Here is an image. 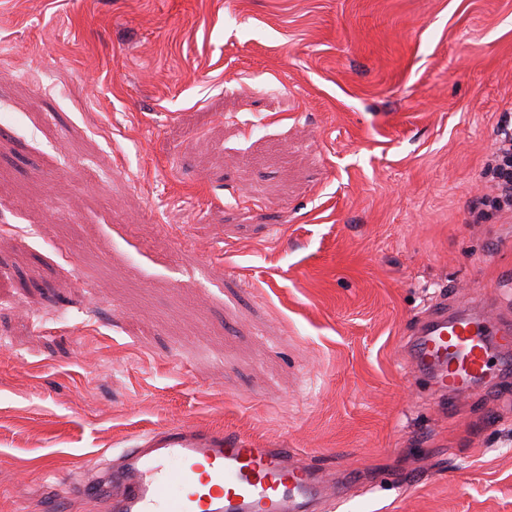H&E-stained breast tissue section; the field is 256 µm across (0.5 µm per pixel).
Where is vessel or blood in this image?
I'll return each mask as SVG.
<instances>
[{
  "label": "vessel or blood",
  "mask_w": 512,
  "mask_h": 512,
  "mask_svg": "<svg viewBox=\"0 0 512 512\" xmlns=\"http://www.w3.org/2000/svg\"><path fill=\"white\" fill-rule=\"evenodd\" d=\"M408 345L411 369L429 378L441 407L512 352V321L442 306L415 324ZM74 471L79 493L108 512H319L343 494L332 471L300 465L292 449L186 423L142 434L102 464L77 459Z\"/></svg>",
  "instance_id": "b4317fda"
}]
</instances>
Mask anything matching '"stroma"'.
<instances>
[{
    "instance_id": "stroma-1",
    "label": "stroma",
    "mask_w": 512,
    "mask_h": 512,
    "mask_svg": "<svg viewBox=\"0 0 512 512\" xmlns=\"http://www.w3.org/2000/svg\"><path fill=\"white\" fill-rule=\"evenodd\" d=\"M512 0H0V512L192 424L335 512H512V375L437 408L406 341L512 318ZM496 143L484 174L495 193L494 204L512 211V131L508 126H499Z\"/></svg>"
}]
</instances>
